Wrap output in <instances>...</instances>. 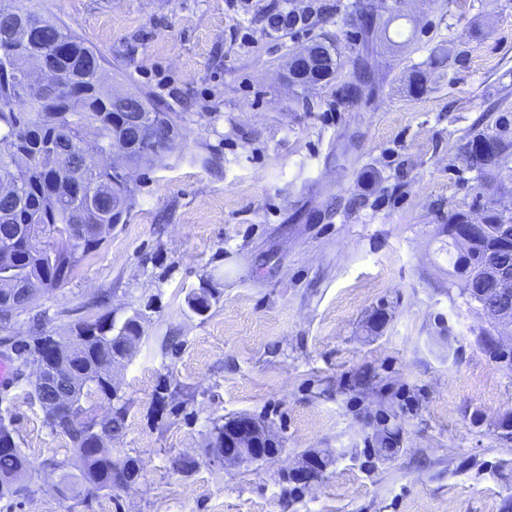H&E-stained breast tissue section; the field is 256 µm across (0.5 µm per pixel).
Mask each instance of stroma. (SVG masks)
<instances>
[{
    "instance_id": "1",
    "label": "stroma",
    "mask_w": 512,
    "mask_h": 512,
    "mask_svg": "<svg viewBox=\"0 0 512 512\" xmlns=\"http://www.w3.org/2000/svg\"><path fill=\"white\" fill-rule=\"evenodd\" d=\"M354 2L288 0L309 22L276 33L279 0H39L112 79L176 112L183 138L137 171L135 204L101 249L5 330L64 336L107 312L140 316L136 356L113 368L127 414L109 448L141 475L114 497L62 495L53 465L73 452L15 382L0 386V409L31 476L0 512H504L512 501V368L480 344L441 231L454 213L512 206V150L485 171L464 153L479 133L512 139V0H373L386 23L374 93L343 105ZM317 40L338 46L335 80L287 88L289 55ZM198 288L214 291L201 316L186 305ZM240 412L271 426L278 455L226 465L208 453L213 421ZM309 453L332 463L304 484L294 471Z\"/></svg>"
}]
</instances>
